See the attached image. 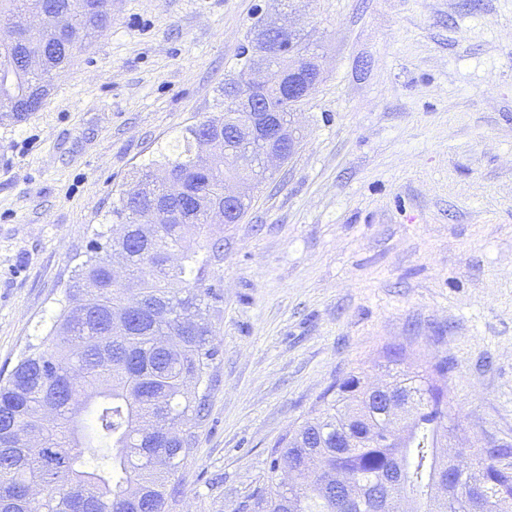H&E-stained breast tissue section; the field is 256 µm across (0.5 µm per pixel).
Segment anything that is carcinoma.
I'll return each mask as SVG.
<instances>
[{"label": "carcinoma", "mask_w": 512, "mask_h": 512, "mask_svg": "<svg viewBox=\"0 0 512 512\" xmlns=\"http://www.w3.org/2000/svg\"><path fill=\"white\" fill-rule=\"evenodd\" d=\"M71 33L34 41L10 26L47 2ZM112 26V0H0V98L19 122L39 110L54 78L82 43ZM308 59L301 38H284L273 62L267 99L287 123L305 98L284 100L279 80ZM186 128L174 155L141 169L112 203L121 239L97 243L74 268L60 318L39 344L23 352L0 381V512H173L182 495L176 477L191 462L196 428L206 420L217 356L209 319L207 268L224 257V182L260 179L259 147L228 144L233 160L202 158L197 138L212 125ZM165 207L166 219L139 224L136 210ZM126 276L112 274V256ZM393 397L414 410L401 419L354 372L330 387L310 417L273 449L297 470L295 481L270 478L254 512H505L512 504V469L469 449L454 461L456 479L435 494L448 472V400L426 371L410 366L390 375ZM111 452L90 465L82 414ZM354 480L365 498L342 503L336 474Z\"/></svg>", "instance_id": "obj_1"}]
</instances>
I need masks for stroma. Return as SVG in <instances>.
Listing matches in <instances>:
<instances>
[{
  "instance_id": "35a3bbf8",
  "label": "stroma",
  "mask_w": 512,
  "mask_h": 512,
  "mask_svg": "<svg viewBox=\"0 0 512 512\" xmlns=\"http://www.w3.org/2000/svg\"><path fill=\"white\" fill-rule=\"evenodd\" d=\"M320 81L296 152L215 227L209 414L176 512H252L271 451L350 371L444 362L454 448L512 466V0H112L45 105L0 118V374L39 344L135 171L220 117L257 22Z\"/></svg>"
}]
</instances>
